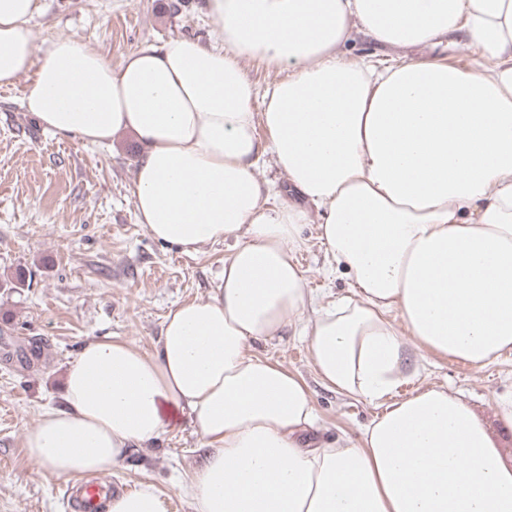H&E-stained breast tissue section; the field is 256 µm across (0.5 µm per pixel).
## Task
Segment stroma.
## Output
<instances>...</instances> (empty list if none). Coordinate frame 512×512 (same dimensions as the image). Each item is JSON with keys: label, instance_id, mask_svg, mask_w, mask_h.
Segmentation results:
<instances>
[{"label": "stroma", "instance_id": "35a3bbf8", "mask_svg": "<svg viewBox=\"0 0 512 512\" xmlns=\"http://www.w3.org/2000/svg\"><path fill=\"white\" fill-rule=\"evenodd\" d=\"M31 30L39 49L69 37L113 62L175 37L219 41L203 0H42ZM28 86L24 76L0 88V352L36 344L42 355L28 368L0 355V512H71L70 479L27 457L26 430L44 410L61 407L66 370L85 341L118 339L153 351L170 309L213 295L233 243L187 255L155 241L136 218L138 148L131 136L90 145L54 135L26 111ZM317 235L316 225H304L295 257L324 306L347 294L350 280L330 264ZM251 351L305 382L317 437L355 440L374 418L372 404L320 381L307 342L291 330ZM423 365L393 398L432 385L459 394L512 465V428L499 421L495 404L496 395L512 390V354L481 369L432 354ZM202 459L200 441L186 426L132 449L110 477L116 492L150 482L163 491L167 512H195L186 485Z\"/></svg>", "mask_w": 512, "mask_h": 512}]
</instances>
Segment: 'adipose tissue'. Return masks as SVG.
<instances>
[{"label":"adipose tissue","mask_w":512,"mask_h":512,"mask_svg":"<svg viewBox=\"0 0 512 512\" xmlns=\"http://www.w3.org/2000/svg\"><path fill=\"white\" fill-rule=\"evenodd\" d=\"M40 0H0V87L47 130L138 145L137 219L194 254L235 239L215 293L170 310L152 352L86 341L64 406L27 429L50 472H111L129 448L187 424L205 450L195 512H512V466L473 409L428 386L391 403L359 441H306L316 422L294 373L251 354L313 308L305 336L329 388L374 401L417 375L407 347L474 367L512 351V0H205L221 45L172 38L110 62L68 37L37 52ZM443 58L350 60L356 36ZM288 70L266 86L242 67ZM264 125L267 139L256 134ZM271 160L300 199L270 204ZM318 210L348 294L317 306L292 256ZM105 512H166L153 484ZM403 57L407 60H418L429 56L445 57L449 63L458 67H464L471 62L477 54V48L465 42H460L458 46L451 50H442L441 47L433 48L431 46H420L411 50L401 51Z\"/></svg>","instance_id":"ef3b65f1"}]
</instances>
